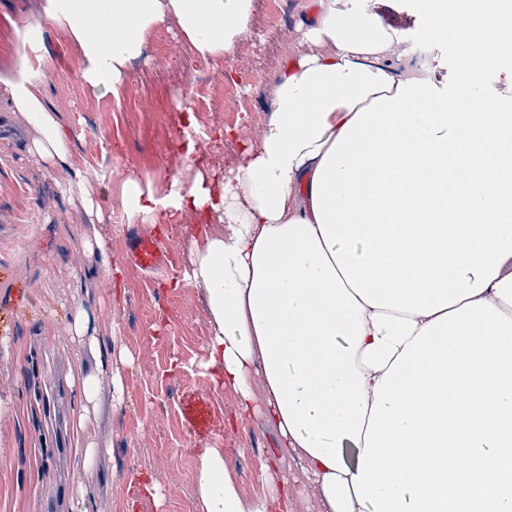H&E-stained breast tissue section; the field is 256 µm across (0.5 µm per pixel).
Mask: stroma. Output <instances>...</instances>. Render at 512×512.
I'll return each instance as SVG.
<instances>
[{
  "mask_svg": "<svg viewBox=\"0 0 512 512\" xmlns=\"http://www.w3.org/2000/svg\"><path fill=\"white\" fill-rule=\"evenodd\" d=\"M41 0H0V512H71L76 481L90 488L88 512H197L200 460L211 448L247 498L262 491L261 467L278 443L256 414L236 415L235 396L207 368L209 321L201 287L184 281L192 241L203 224L187 213L163 239L178 261L160 270L132 266L127 256L152 225L124 220L122 186L135 175L142 189L165 195L172 179L191 181V160L224 173L240 145L258 140L268 89L301 50L300 25L319 0H253L249 32L230 55L238 64L193 57L175 22L154 30L147 59L129 69L121 99L97 97L78 78L81 58L62 35L47 32L54 65L43 85L65 119L82 116L74 150L99 191V232L112 241L121 271L111 282L85 246L90 222L79 193L61 197L62 171L39 169L25 151L38 136L12 111L4 83L18 38L12 20H38ZM425 0H338L353 14L373 13L398 29L405 44H433L444 73L460 64L458 47L422 21ZM232 73L238 104L224 106ZM91 300L112 323L125 394L115 399L109 376L98 382V441L110 457L89 471L76 465L70 386L77 357L69 338L75 304Z\"/></svg>",
  "mask_w": 512,
  "mask_h": 512,
  "instance_id": "stroma-1",
  "label": "stroma"
}]
</instances>
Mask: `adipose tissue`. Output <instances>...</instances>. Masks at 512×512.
I'll return each instance as SVG.
<instances>
[{"label":"adipose tissue","mask_w":512,"mask_h":512,"mask_svg":"<svg viewBox=\"0 0 512 512\" xmlns=\"http://www.w3.org/2000/svg\"><path fill=\"white\" fill-rule=\"evenodd\" d=\"M252 0H43L20 21L7 82L16 111L38 129L37 162L84 183L71 133L43 83L52 29L80 50V80L118 95L154 29L176 21L197 58L218 59L247 34ZM430 30L461 49L452 81L403 58L398 30L379 17L337 11L334 0L302 29L304 49L275 77L269 117L244 144L228 179L196 170L157 197L124 182L128 218L191 211L210 227L185 280L205 291L207 366L239 411L261 406L282 451L262 468L264 491L242 497L221 451L196 476L200 512H295L303 490L319 512H367L351 477L364 449L374 386L408 341L441 315L485 300L512 318V0H453L427 10ZM490 76L479 99L465 91ZM69 331L93 365L73 386L77 465L101 454L96 383L130 363L112 325L76 304ZM298 461L305 488L282 473Z\"/></svg>","instance_id":"adipose-tissue-1"}]
</instances>
